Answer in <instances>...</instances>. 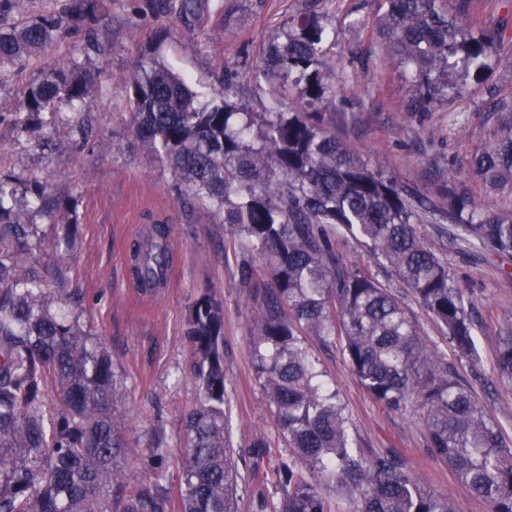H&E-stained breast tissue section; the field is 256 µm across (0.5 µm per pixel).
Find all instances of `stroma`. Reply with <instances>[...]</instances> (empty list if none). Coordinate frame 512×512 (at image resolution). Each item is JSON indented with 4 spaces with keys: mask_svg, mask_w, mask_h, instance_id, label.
<instances>
[{
    "mask_svg": "<svg viewBox=\"0 0 512 512\" xmlns=\"http://www.w3.org/2000/svg\"><path fill=\"white\" fill-rule=\"evenodd\" d=\"M199 9L184 15L180 0H110L99 20L103 52L91 49L82 33L59 38L25 69L0 76V172L16 188L17 206L32 202L33 182L44 184L68 206L81 229L73 255L54 246L61 228L41 224L37 258L54 269L70 267L73 287L84 292L93 333L120 359L127 386L122 411L133 433L149 442L163 423L169 448V475L181 467L182 426L197 400L189 349L183 337L185 316L194 300L213 291L224 302V373L230 389L229 414L238 464L244 477L239 512H260L261 501L280 496L272 474L287 459L273 408L254 367L249 341L252 313L272 282L264 262L232 243L221 218L182 203L183 189L161 162L142 151L131 130L126 76L146 58L156 57L200 90L220 87L232 72L235 100L249 111H264L269 83L256 80L273 35L289 18L314 14L336 43L323 69L341 73L336 101L321 105L325 122L351 141L364 159L419 195L438 201L448 177H456L478 202L512 209V195L485 187L469 160L490 129L485 118L492 96L512 90V66L493 63L482 75H455L460 94L438 101L424 114L408 112V77L390 43L374 24L380 0H197ZM169 34L160 42L151 35ZM63 59L76 74L92 75L89 108L61 103L57 110L25 123L16 107L26 87L43 70ZM69 134L73 148L56 145ZM170 226L171 278L156 295H137L126 246L153 221ZM418 233L448 264L455 285L472 302L477 365L461 361L459 374L471 381L479 401L512 444V383L496 370L500 328L512 317V257L467 243L449 242V226L439 215L426 218ZM346 263L366 270L406 303L421 332L441 353L449 347L440 327L415 303L410 290L371 249L352 236L335 238ZM250 276H243V269ZM306 345L336 389L350 418L351 433L364 456L388 450L401 456L426 488L445 495L455 512H489L429 448L423 424L413 410H392L361 386L340 348L315 339ZM265 441L269 452L254 465L251 448Z\"/></svg>",
    "mask_w": 512,
    "mask_h": 512,
    "instance_id": "stroma-1",
    "label": "stroma"
}]
</instances>
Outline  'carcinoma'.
<instances>
[{
    "instance_id": "obj_1",
    "label": "carcinoma",
    "mask_w": 512,
    "mask_h": 512,
    "mask_svg": "<svg viewBox=\"0 0 512 512\" xmlns=\"http://www.w3.org/2000/svg\"><path fill=\"white\" fill-rule=\"evenodd\" d=\"M471 0H384L378 31L410 73V112H426L448 91L454 72L487 68L497 46L512 65V14L491 30ZM104 0H69L59 12L0 25V69H23L71 32L93 35ZM330 34L313 16L292 19L273 37L269 68L283 78L256 115L231 96L229 83L210 95L156 59L126 79L135 139L181 181L202 209L224 216L238 241L261 257L272 278L250 336L257 374L286 438L289 457L274 471L280 498L269 512H335L330 494L353 512H454L388 452L369 459L355 449L336 390L305 344L340 343L367 393L389 409L416 408L429 448L489 512H512V448L472 386L417 329L403 302L335 250L343 229L366 243L440 324L458 360L475 361L468 301L448 265L416 232L428 214L447 215L461 239L512 254V210L478 204L448 187L446 204L419 199L363 160L336 136L317 107L336 97L322 70ZM91 80L60 62L34 80L19 111L38 118L61 101L84 102ZM298 107L283 111V97ZM493 130L470 164L480 181L512 190V94L488 106ZM0 178V512H174L162 423L147 447L117 415L127 387L112 354L91 333L82 293L67 268L52 279L32 249L39 222L57 223L61 205L33 185L36 202L18 208ZM55 247L79 238L63 223ZM137 288L156 292L172 256L167 225L157 221L131 246ZM199 399L184 419L185 462L178 476L180 512H238L243 481L229 434L224 375V303L209 293L184 324ZM497 368L512 381V317L500 332ZM137 464L146 470L128 477Z\"/></svg>"
}]
</instances>
